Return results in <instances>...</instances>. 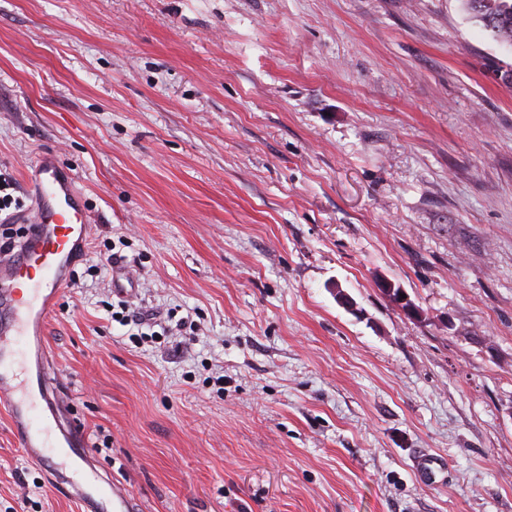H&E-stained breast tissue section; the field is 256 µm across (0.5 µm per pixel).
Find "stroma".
Wrapping results in <instances>:
<instances>
[{"label": "stroma", "instance_id": "stroma-1", "mask_svg": "<svg viewBox=\"0 0 512 512\" xmlns=\"http://www.w3.org/2000/svg\"><path fill=\"white\" fill-rule=\"evenodd\" d=\"M510 66L461 0H0V176L93 217L50 370L137 512H512ZM0 512H79L2 413Z\"/></svg>", "mask_w": 512, "mask_h": 512}]
</instances>
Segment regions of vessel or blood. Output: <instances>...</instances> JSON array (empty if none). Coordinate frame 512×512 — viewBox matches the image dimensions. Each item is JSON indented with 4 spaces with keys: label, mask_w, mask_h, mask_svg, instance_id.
Listing matches in <instances>:
<instances>
[{
    "label": "vessel or blood",
    "mask_w": 512,
    "mask_h": 512,
    "mask_svg": "<svg viewBox=\"0 0 512 512\" xmlns=\"http://www.w3.org/2000/svg\"><path fill=\"white\" fill-rule=\"evenodd\" d=\"M27 180L34 204L13 221L28 232L18 248L0 253V411L17 447L50 471L54 489L77 500L80 512H133L117 486L109 488L111 504L92 496L100 477L88 438L65 421L49 371L45 330L70 284L73 259L90 239L89 216L75 174L56 154H42Z\"/></svg>",
    "instance_id": "b4317fda"
}]
</instances>
